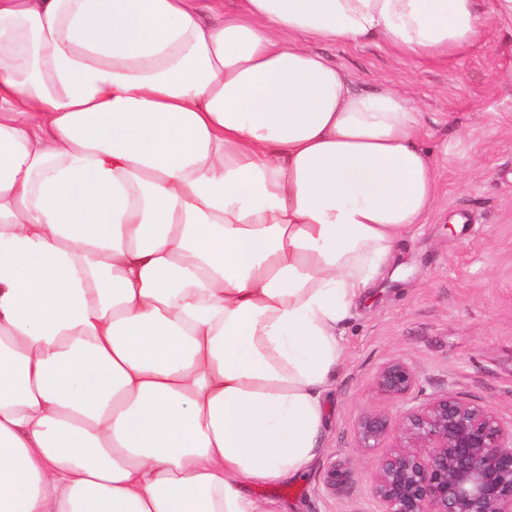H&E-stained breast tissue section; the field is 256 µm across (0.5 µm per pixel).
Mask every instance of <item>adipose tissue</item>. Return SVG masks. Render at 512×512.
I'll return each mask as SVG.
<instances>
[{
    "mask_svg": "<svg viewBox=\"0 0 512 512\" xmlns=\"http://www.w3.org/2000/svg\"><path fill=\"white\" fill-rule=\"evenodd\" d=\"M0 0V512H279L339 330L438 195L317 43L442 60L477 0Z\"/></svg>",
    "mask_w": 512,
    "mask_h": 512,
    "instance_id": "obj_1",
    "label": "adipose tissue"
}]
</instances>
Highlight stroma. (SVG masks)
I'll use <instances>...</instances> for the list:
<instances>
[{
  "label": "stroma",
  "mask_w": 512,
  "mask_h": 512,
  "mask_svg": "<svg viewBox=\"0 0 512 512\" xmlns=\"http://www.w3.org/2000/svg\"><path fill=\"white\" fill-rule=\"evenodd\" d=\"M480 41L445 60L416 59L384 43L339 42L324 53L357 89H394L412 99L420 143L436 164L438 198L415 225L396 264L342 326L345 359L324 395L325 450L306 474L258 487L288 512H376L370 478L378 448L356 445L360 419L398 417L375 385L393 359L411 363L412 404L440 391L512 420V22L481 0ZM352 477L325 487L330 462Z\"/></svg>",
  "instance_id": "stroma-1"
}]
</instances>
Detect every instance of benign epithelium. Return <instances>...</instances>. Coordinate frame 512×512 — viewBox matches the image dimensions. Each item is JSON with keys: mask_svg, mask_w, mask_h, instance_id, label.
Masks as SVG:
<instances>
[{"mask_svg": "<svg viewBox=\"0 0 512 512\" xmlns=\"http://www.w3.org/2000/svg\"><path fill=\"white\" fill-rule=\"evenodd\" d=\"M416 379L413 366L395 359L376 375L379 392L402 401ZM392 432L385 414L358 423L360 448H376ZM349 471L331 465L326 488L336 492ZM380 512H512V423L491 409L444 391L400 412L399 445L371 476Z\"/></svg>", "mask_w": 512, "mask_h": 512, "instance_id": "7a95c632", "label": "benign epithelium"}]
</instances>
